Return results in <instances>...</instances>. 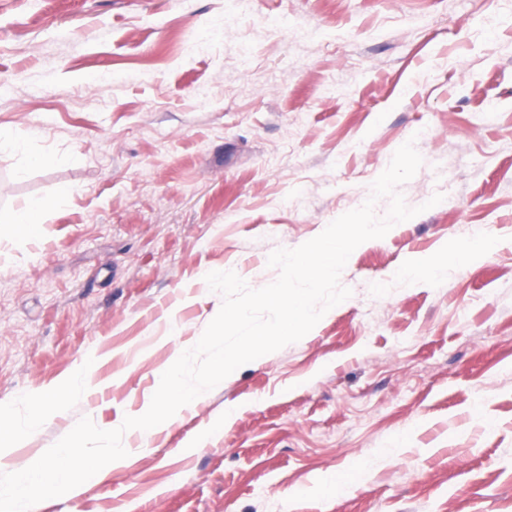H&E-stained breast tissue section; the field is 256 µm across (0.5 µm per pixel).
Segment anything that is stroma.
Listing matches in <instances>:
<instances>
[{
    "label": "stroma",
    "mask_w": 512,
    "mask_h": 512,
    "mask_svg": "<svg viewBox=\"0 0 512 512\" xmlns=\"http://www.w3.org/2000/svg\"><path fill=\"white\" fill-rule=\"evenodd\" d=\"M512 0H0V404L90 364L11 449L148 409L181 345L267 264L360 207L396 150L423 213L357 247L351 295L190 408L129 465L37 512H512ZM112 79L97 80L101 69ZM452 196L434 207L440 190ZM498 241L472 264L474 230ZM447 255L443 280L392 272ZM371 452L385 455L372 472ZM50 204L46 201L34 200L24 206L11 209L8 214L7 221L1 224H28L35 225L38 223L40 215L49 208Z\"/></svg>",
    "instance_id": "stroma-1"
}]
</instances>
